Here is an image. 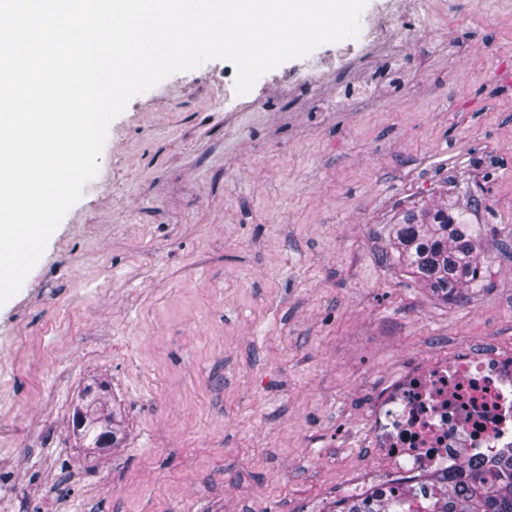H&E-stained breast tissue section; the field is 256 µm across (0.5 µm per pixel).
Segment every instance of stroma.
<instances>
[{
  "instance_id": "stroma-1",
  "label": "stroma",
  "mask_w": 512,
  "mask_h": 512,
  "mask_svg": "<svg viewBox=\"0 0 512 512\" xmlns=\"http://www.w3.org/2000/svg\"><path fill=\"white\" fill-rule=\"evenodd\" d=\"M451 2L415 46L344 40L233 103L226 60L130 100L0 306V512L330 508L409 358L512 347V0ZM472 195L489 290L446 303L386 260L389 230ZM94 378L123 447L72 433Z\"/></svg>"
}]
</instances>
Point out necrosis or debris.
<instances>
[{
	"label": "necrosis or debris",
	"mask_w": 512,
	"mask_h": 512,
	"mask_svg": "<svg viewBox=\"0 0 512 512\" xmlns=\"http://www.w3.org/2000/svg\"><path fill=\"white\" fill-rule=\"evenodd\" d=\"M420 9V0H391L367 28V48L413 41L420 28L403 16ZM364 439L380 473L341 485L337 507L395 497L426 473L455 472L461 457L487 458L511 446L512 354L460 349L410 368L376 396Z\"/></svg>",
	"instance_id": "4bbe7bcc"
}]
</instances>
